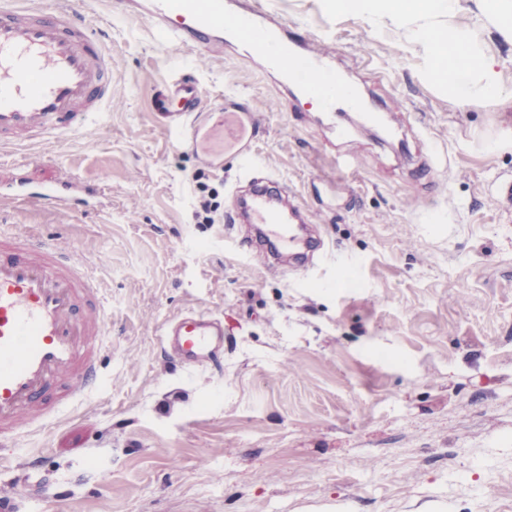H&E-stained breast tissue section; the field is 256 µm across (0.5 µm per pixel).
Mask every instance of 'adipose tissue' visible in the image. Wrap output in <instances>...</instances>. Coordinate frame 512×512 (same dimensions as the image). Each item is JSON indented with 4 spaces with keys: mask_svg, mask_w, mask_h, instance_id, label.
<instances>
[{
    "mask_svg": "<svg viewBox=\"0 0 512 512\" xmlns=\"http://www.w3.org/2000/svg\"><path fill=\"white\" fill-rule=\"evenodd\" d=\"M322 4L336 15H354L404 29L425 56L431 77L439 85L450 86L453 94L487 102L504 98L496 60L475 49L469 30L458 29L446 41L441 38L440 24L461 10L462 0H322ZM451 72L466 74V83L449 85Z\"/></svg>",
    "mask_w": 512,
    "mask_h": 512,
    "instance_id": "ef3b65f1",
    "label": "adipose tissue"
}]
</instances>
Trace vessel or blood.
<instances>
[{"label":"vessel or blood","mask_w":512,"mask_h":512,"mask_svg":"<svg viewBox=\"0 0 512 512\" xmlns=\"http://www.w3.org/2000/svg\"><path fill=\"white\" fill-rule=\"evenodd\" d=\"M161 42L179 51L210 45L212 32L231 27L269 68L282 73L300 93L324 111L357 103L358 89L338 87L326 52L295 53L296 43L282 28L258 24L256 13H226L224 0H150ZM199 82L175 81L168 98L180 109L170 127L199 136L191 119L201 99ZM112 97V63L103 42L69 8L47 12L0 0V144L90 134ZM213 130L214 142L234 149L244 173L252 158L257 124L250 111ZM72 179L31 186L24 179L0 185V200L72 207ZM284 208L265 194L251 200L250 217L265 225L288 251L304 243L293 235L305 210L283 191ZM103 290L88 275L66 241L19 235L0 225V441L45 424L64 404L94 395L101 384L98 353L111 334ZM163 352L188 371L214 366L224 358V321L190 309L168 320L161 332Z\"/></svg>","instance_id":"vessel-or-blood-1"}]
</instances>
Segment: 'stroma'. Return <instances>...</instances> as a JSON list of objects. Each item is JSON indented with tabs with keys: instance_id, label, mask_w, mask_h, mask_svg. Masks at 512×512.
Here are the masks:
<instances>
[{
	"instance_id": "35a3bbf8",
	"label": "stroma",
	"mask_w": 512,
	"mask_h": 512,
	"mask_svg": "<svg viewBox=\"0 0 512 512\" xmlns=\"http://www.w3.org/2000/svg\"><path fill=\"white\" fill-rule=\"evenodd\" d=\"M256 1L263 24L332 52L391 136L353 109L326 121L232 35L223 52L176 54L115 0H28L92 24L112 99L92 134L0 145V181L71 176L103 195L75 214L0 216L71 246L102 283L112 336L92 399L0 446V497L27 512H512V207L494 195L512 178V100L452 96L403 30L320 0L224 8ZM458 28L512 97V44L472 0L442 32ZM177 77L205 88L208 124L228 95L253 110L260 170L324 244L313 267H269L232 222L247 187L235 154L207 163L164 128L155 93ZM202 195L213 223L194 218ZM188 309L223 316L221 367L164 356L163 325Z\"/></svg>"
}]
</instances>
